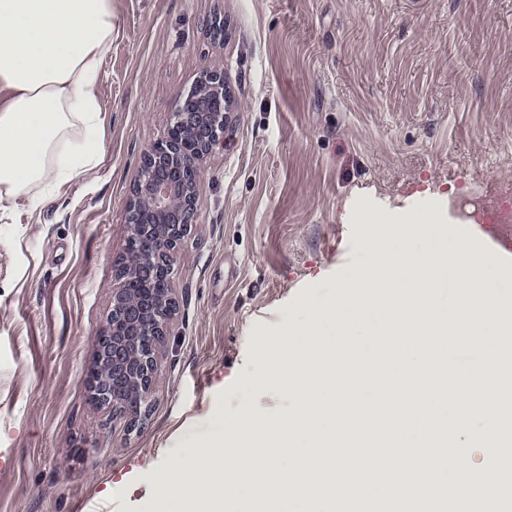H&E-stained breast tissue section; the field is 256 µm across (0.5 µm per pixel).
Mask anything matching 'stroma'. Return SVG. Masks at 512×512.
Listing matches in <instances>:
<instances>
[{
    "label": "stroma",
    "mask_w": 512,
    "mask_h": 512,
    "mask_svg": "<svg viewBox=\"0 0 512 512\" xmlns=\"http://www.w3.org/2000/svg\"><path fill=\"white\" fill-rule=\"evenodd\" d=\"M223 18V41L208 32ZM206 69L235 101L201 162L176 310L137 426L85 382L140 157ZM99 165L0 210V512H147L154 469L275 414L258 346L358 263L370 199L512 185V0H112Z\"/></svg>",
    "instance_id": "obj_1"
}]
</instances>
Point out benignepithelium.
<instances>
[{"label":"benign epithelium","mask_w":512,"mask_h":512,"mask_svg":"<svg viewBox=\"0 0 512 512\" xmlns=\"http://www.w3.org/2000/svg\"><path fill=\"white\" fill-rule=\"evenodd\" d=\"M233 108L224 74L204 71L172 112L164 138L141 159L125 224L131 251L117 269L112 322L95 336L86 371L90 397L128 415L132 426L157 380L175 305L174 252L194 221L199 161L224 141Z\"/></svg>","instance_id":"benign-epithelium-1"}]
</instances>
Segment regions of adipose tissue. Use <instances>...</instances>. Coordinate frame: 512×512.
<instances>
[{
	"label": "adipose tissue",
	"mask_w": 512,
	"mask_h": 512,
	"mask_svg": "<svg viewBox=\"0 0 512 512\" xmlns=\"http://www.w3.org/2000/svg\"><path fill=\"white\" fill-rule=\"evenodd\" d=\"M112 0H0V208L40 209L100 162Z\"/></svg>",
	"instance_id": "obj_1"
}]
</instances>
